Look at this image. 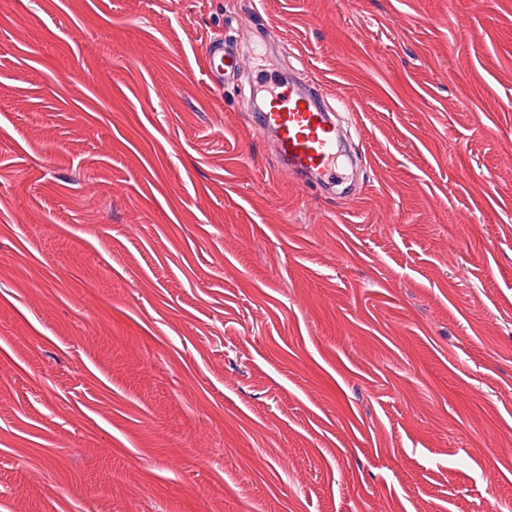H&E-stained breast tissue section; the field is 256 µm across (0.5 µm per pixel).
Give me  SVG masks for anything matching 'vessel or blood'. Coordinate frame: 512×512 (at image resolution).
<instances>
[{"mask_svg":"<svg viewBox=\"0 0 512 512\" xmlns=\"http://www.w3.org/2000/svg\"><path fill=\"white\" fill-rule=\"evenodd\" d=\"M204 65L212 89L238 80L244 58L218 41L206 47ZM255 131L271 140L278 172L330 188L339 181L342 135L320 88L272 83L261 104L246 102Z\"/></svg>","mask_w":512,"mask_h":512,"instance_id":"b4317fda","label":"vessel or blood"}]
</instances>
